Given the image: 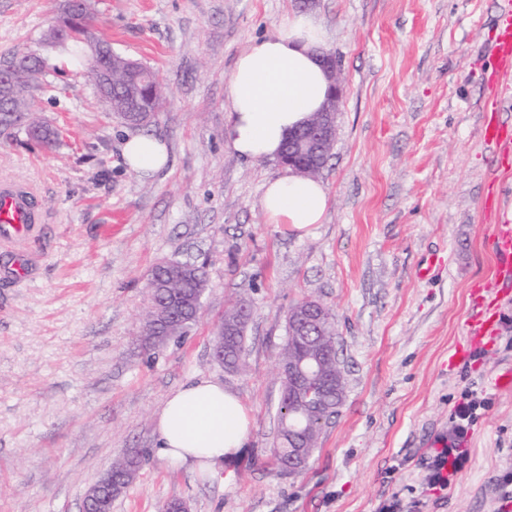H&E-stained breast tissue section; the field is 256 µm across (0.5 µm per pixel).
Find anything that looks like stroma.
Returning <instances> with one entry per match:
<instances>
[{
  "label": "stroma",
  "mask_w": 512,
  "mask_h": 512,
  "mask_svg": "<svg viewBox=\"0 0 512 512\" xmlns=\"http://www.w3.org/2000/svg\"><path fill=\"white\" fill-rule=\"evenodd\" d=\"M54 0H0V53L40 49ZM499 0H317L326 48L344 77L323 223H266L263 184L276 160H246L224 139V87L236 58L271 35L298 0H94L114 51L150 66L168 89L151 126L170 155L130 171L131 128L79 77L58 78L43 121L47 150L0 138V182L28 191L37 222L23 247L0 240V512H81L86 490L127 451L146 449L112 512H498L512 497V296L495 346L449 368L490 275L489 184L512 220V171L483 143L484 106L512 125V79L492 95ZM24 250L27 272L12 270ZM162 260L205 264L208 288L186 336L141 350L146 279ZM426 277H418L421 267ZM251 307L247 368L211 355L230 301ZM315 300L334 315L346 396L301 472L269 454L281 395L286 315ZM224 382L249 408L251 438L217 473L151 455L166 396L195 378ZM490 408L469 431V458L448 490L429 487L430 455L447 438L464 390Z\"/></svg>",
  "instance_id": "obj_1"
}]
</instances>
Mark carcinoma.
Masks as SVG:
<instances>
[{"label":"carcinoma","mask_w":512,"mask_h":512,"mask_svg":"<svg viewBox=\"0 0 512 512\" xmlns=\"http://www.w3.org/2000/svg\"><path fill=\"white\" fill-rule=\"evenodd\" d=\"M44 43L65 56L64 67L49 66L45 57L28 48H17L0 55V74L7 78L8 105L0 110V136L10 138L20 128L45 146L59 140L57 129L40 122L38 112L45 95L54 91L50 73H62L71 66L81 71L85 82L109 111L131 128L150 125L166 103L165 88L157 76L143 82L140 75L150 67L130 60L119 53L105 62V67L92 59L93 49L107 45L96 29L90 0H82L73 11L70 0H60L56 18L44 34ZM208 287L205 267L195 263L162 261L155 265L148 278L149 305L144 313L140 336L136 341L145 351L164 345L169 336H182L201 313V296ZM316 306L323 314L317 344L307 345L289 334L279 353V365L303 363L312 372L320 366L319 376L330 383L329 393L321 398L313 394L304 402L288 403V377H282L279 423L271 449L275 468L288 472V451L296 438L306 442L305 451L313 455L318 447L323 426L334 417L345 394V378L336 348V329L332 314L321 303L305 300L288 312L287 320L304 314ZM246 301L239 299L224 310L219 325V343L224 345L223 364L238 372L245 371V333L248 318L244 316ZM140 460L134 454H123L112 461L115 490L128 487L137 477Z\"/></svg>","instance_id":"cac0c4a2"}]
</instances>
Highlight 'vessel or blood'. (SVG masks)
<instances>
[{
    "instance_id": "b4317fda",
    "label": "vessel or blood",
    "mask_w": 512,
    "mask_h": 512,
    "mask_svg": "<svg viewBox=\"0 0 512 512\" xmlns=\"http://www.w3.org/2000/svg\"><path fill=\"white\" fill-rule=\"evenodd\" d=\"M492 80L512 74V0H501L500 17L492 47ZM483 141L499 169L512 168V125L496 119L485 122ZM34 217L28 199L9 186L0 187V238L24 241L33 230ZM489 245L496 263L492 276L471 292L473 312L467 324L466 347L455 351L449 366L468 358L475 349H490L498 334L501 300L512 294V222L501 220L494 226Z\"/></svg>"
}]
</instances>
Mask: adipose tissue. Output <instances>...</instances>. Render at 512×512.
<instances>
[{
    "mask_svg": "<svg viewBox=\"0 0 512 512\" xmlns=\"http://www.w3.org/2000/svg\"><path fill=\"white\" fill-rule=\"evenodd\" d=\"M326 43L322 24L292 11L273 35L255 40L236 59L225 85L228 120L224 135L241 157L279 158L293 129L321 109L329 87L314 52ZM129 168L154 175L165 169V143L150 134L123 145ZM330 198L324 184L296 173L267 180L260 204L267 223L303 229L322 223ZM248 408L222 382L200 378L166 398L156 418L157 458L216 472L244 447L251 432Z\"/></svg>",
    "mask_w": 512,
    "mask_h": 512,
    "instance_id": "adipose-tissue-1",
    "label": "adipose tissue"
}]
</instances>
